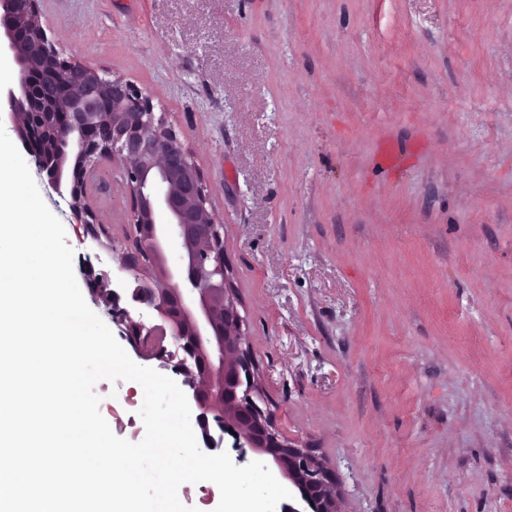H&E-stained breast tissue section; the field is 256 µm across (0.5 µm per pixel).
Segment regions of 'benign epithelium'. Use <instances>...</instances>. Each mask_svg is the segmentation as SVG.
<instances>
[{
	"mask_svg": "<svg viewBox=\"0 0 512 512\" xmlns=\"http://www.w3.org/2000/svg\"><path fill=\"white\" fill-rule=\"evenodd\" d=\"M39 0H0V52L12 54V82L0 86L18 140L31 153L42 140L61 149L46 175L54 192L71 198L73 219L112 253L110 270L83 268L91 302L104 309L118 335L144 361L182 376L197 411L202 448L220 447L215 430L236 433L299 491L307 512H341L336 473L314 451L288 439L262 408L258 369L224 257L221 225L209 209L203 172L152 99L133 84L109 79L65 57L41 22ZM53 71L69 79L52 110L42 108L34 76ZM76 155L83 177L74 185L64 168ZM119 164L130 210L122 250L90 204L111 184L96 179L100 165ZM182 244L181 265L166 248Z\"/></svg>",
	"mask_w": 512,
	"mask_h": 512,
	"instance_id": "7a95c632",
	"label": "benign epithelium"
}]
</instances>
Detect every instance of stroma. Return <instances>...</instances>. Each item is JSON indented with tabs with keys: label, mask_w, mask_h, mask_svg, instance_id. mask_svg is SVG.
I'll return each instance as SVG.
<instances>
[{
	"label": "stroma",
	"mask_w": 512,
	"mask_h": 512,
	"mask_svg": "<svg viewBox=\"0 0 512 512\" xmlns=\"http://www.w3.org/2000/svg\"><path fill=\"white\" fill-rule=\"evenodd\" d=\"M38 5L190 150L263 398L344 512H512V0ZM34 180L74 270L111 264ZM95 209L122 245L121 178Z\"/></svg>",
	"instance_id": "stroma-1"
}]
</instances>
